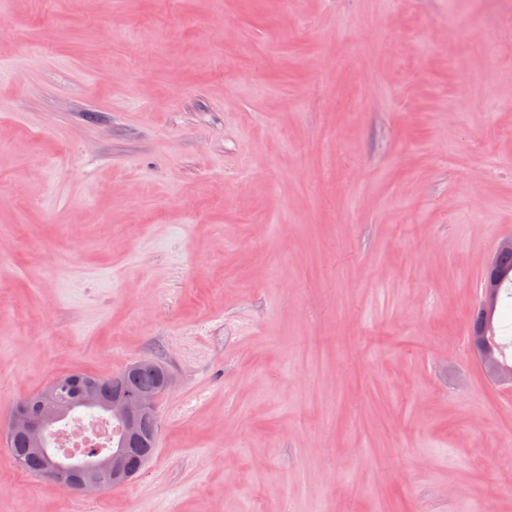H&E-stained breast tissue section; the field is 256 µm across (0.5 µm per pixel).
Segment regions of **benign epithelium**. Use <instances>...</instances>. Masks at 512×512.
<instances>
[{
	"mask_svg": "<svg viewBox=\"0 0 512 512\" xmlns=\"http://www.w3.org/2000/svg\"><path fill=\"white\" fill-rule=\"evenodd\" d=\"M499 282L495 262L485 272L483 301L497 303ZM122 375L112 376V397H100L98 386L87 384L74 395H66L68 384L54 380L40 392L36 409L28 402H18L7 422L0 427V439L8 442L15 435L29 438L33 450L43 459V475L65 490L97 493L105 487L121 486L133 480L148 463L145 457L131 463L130 450L147 420L158 423L157 405L160 397L172 385V375L165 373L163 383L155 392L129 395L120 389ZM101 411L115 421L122 436L107 450H97L79 456L59 454L48 446L53 428L75 411Z\"/></svg>",
	"mask_w": 512,
	"mask_h": 512,
	"instance_id": "obj_1",
	"label": "benign epithelium"
}]
</instances>
